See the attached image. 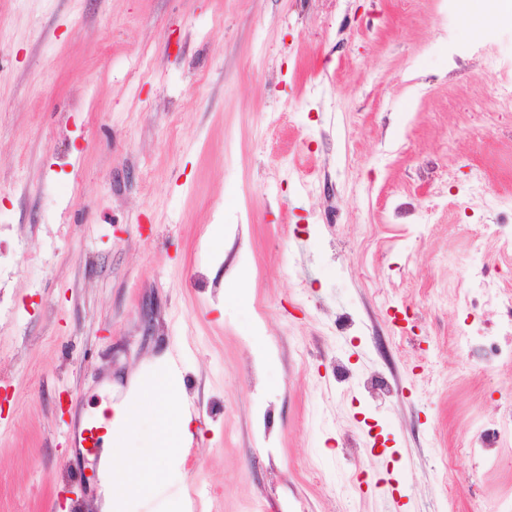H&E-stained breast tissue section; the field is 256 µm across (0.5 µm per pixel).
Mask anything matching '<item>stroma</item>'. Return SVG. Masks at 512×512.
Wrapping results in <instances>:
<instances>
[{
    "label": "stroma",
    "instance_id": "obj_1",
    "mask_svg": "<svg viewBox=\"0 0 512 512\" xmlns=\"http://www.w3.org/2000/svg\"><path fill=\"white\" fill-rule=\"evenodd\" d=\"M467 14L0 0V512H101L68 400L167 362L192 431L134 512H498L512 436L465 448L512 363L457 338L507 312L457 269L512 290V27Z\"/></svg>",
    "mask_w": 512,
    "mask_h": 512
}]
</instances>
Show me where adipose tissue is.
I'll return each mask as SVG.
<instances>
[{"mask_svg":"<svg viewBox=\"0 0 512 512\" xmlns=\"http://www.w3.org/2000/svg\"><path fill=\"white\" fill-rule=\"evenodd\" d=\"M181 384L176 370L165 365L147 377L132 382L120 408L112 416V444L103 455H121L120 496L104 499L103 512H124L132 495L152 494L167 478L165 458L175 456L189 434L192 417L179 403ZM146 426L142 449L125 452L127 437L134 424Z\"/></svg>","mask_w":512,"mask_h":512,"instance_id":"ef3b65f1","label":"adipose tissue"}]
</instances>
